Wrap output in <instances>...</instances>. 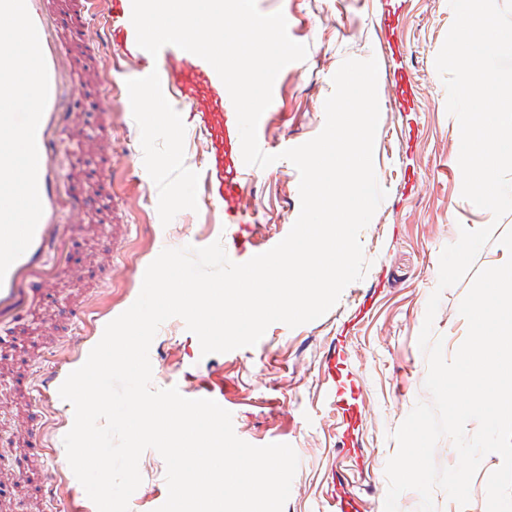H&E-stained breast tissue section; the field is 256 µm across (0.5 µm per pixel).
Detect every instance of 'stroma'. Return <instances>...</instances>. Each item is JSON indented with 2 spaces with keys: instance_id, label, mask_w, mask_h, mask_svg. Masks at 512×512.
<instances>
[{
  "instance_id": "35a3bbf8",
  "label": "stroma",
  "mask_w": 512,
  "mask_h": 512,
  "mask_svg": "<svg viewBox=\"0 0 512 512\" xmlns=\"http://www.w3.org/2000/svg\"><path fill=\"white\" fill-rule=\"evenodd\" d=\"M68 2L59 0L55 10L77 93L59 144L58 170L64 190L78 195L83 208L65 218L72 230L68 270L20 315L12 327L16 349L0 361V376L9 385L0 394V440L12 439L22 463L0 477L12 488L10 497H0V512H97L68 465L63 443L74 409L58 390L39 388V372L50 369L64 378L79 368L87 343L135 302L147 266L163 249L227 244L236 233L247 250L230 259L244 263L249 252L280 242L300 211L299 172L280 160L253 169L248 223H225L198 181L203 156L186 114L177 113L179 141L170 145L166 115L135 106L137 65L117 46L85 54L69 35ZM256 2L259 10L283 12L289 37L307 47L305 60L286 65L276 78L257 130L265 153L301 145L321 132L332 77L344 60L378 61L373 165L387 196L359 234L369 268L323 316L294 328L272 323L252 347L205 355L183 319H168L150 346L152 385L185 393L221 383L237 437L255 446L290 444L299 464L283 512H322L331 491L357 495L360 512H384L385 467L397 450L393 434L417 403L430 399L418 337L438 284L440 255L461 229H512V213L494 219L462 195L460 128L447 111L435 66L454 21L449 0ZM392 40L402 42V57H391ZM398 67L411 78L406 112L395 108L388 82ZM180 194L187 202L173 206L172 197ZM107 247L108 273L96 260ZM469 287L464 279L445 289L434 318L432 335L442 339L448 359L468 332L459 305ZM80 301L81 319L59 322V311ZM333 350L359 389L351 428L327 393L326 358ZM29 416L45 433L41 447H27L19 436ZM501 464L498 454L483 458L467 505L435 489L438 512H477L487 501L488 476ZM139 471L142 483L130 498V512H156L168 496L165 462L146 450ZM48 480L55 487L51 502L44 498Z\"/></svg>"
}]
</instances>
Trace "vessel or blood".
I'll return each mask as SVG.
<instances>
[{
    "label": "vessel or blood",
    "instance_id": "b4317fda",
    "mask_svg": "<svg viewBox=\"0 0 512 512\" xmlns=\"http://www.w3.org/2000/svg\"><path fill=\"white\" fill-rule=\"evenodd\" d=\"M123 0H112L114 9L105 20L104 30L79 28L84 45L98 48L101 33H123L133 42L135 27L131 16L121 8ZM37 28L49 77L48 102L37 135L39 152L38 191L43 215L27 251L8 269L0 281V327L35 304L36 291L49 283L56 271L68 264L67 232L59 221L62 211H79L80 198L64 191L58 181L57 142L69 118L73 89L66 54L61 49V28L50 0H26ZM161 100L175 99L190 106L198 118L196 134L206 158L204 187L208 197L223 204L225 212H248L246 198L248 170L242 156L241 139L234 106L224 98V84L204 59L187 52L170 56L164 73H147Z\"/></svg>",
    "mask_w": 512,
    "mask_h": 512
}]
</instances>
